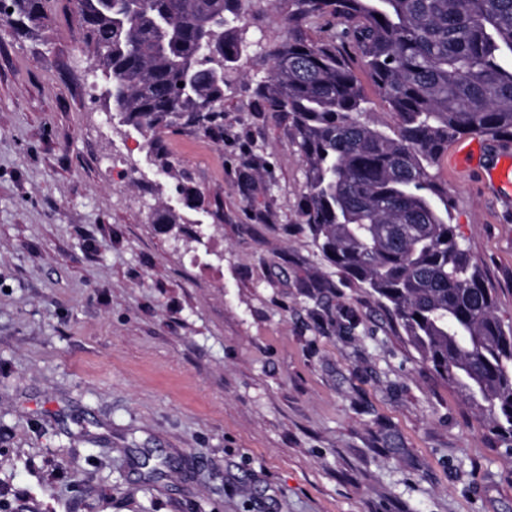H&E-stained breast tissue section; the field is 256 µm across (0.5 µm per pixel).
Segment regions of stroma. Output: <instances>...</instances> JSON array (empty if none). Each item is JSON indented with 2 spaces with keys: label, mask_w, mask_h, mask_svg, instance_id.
<instances>
[{
  "label": "stroma",
  "mask_w": 512,
  "mask_h": 512,
  "mask_svg": "<svg viewBox=\"0 0 512 512\" xmlns=\"http://www.w3.org/2000/svg\"><path fill=\"white\" fill-rule=\"evenodd\" d=\"M242 8L219 132L152 146L73 25L0 20V512H512V451L302 224L305 166L257 97L286 5ZM500 156L461 136L438 177L510 320Z\"/></svg>",
  "instance_id": "obj_1"
}]
</instances>
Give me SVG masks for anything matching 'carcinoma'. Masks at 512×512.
Returning <instances> with one entry per match:
<instances>
[{
  "label": "carcinoma",
  "mask_w": 512,
  "mask_h": 512,
  "mask_svg": "<svg viewBox=\"0 0 512 512\" xmlns=\"http://www.w3.org/2000/svg\"><path fill=\"white\" fill-rule=\"evenodd\" d=\"M241 2L7 0L3 17L19 35L50 20L53 4L81 19L112 111L151 143L177 121L218 128L211 108L249 48ZM286 2L288 39L257 95L288 120L305 163L301 217L314 245L511 447L512 322L449 223L433 170L460 136L512 141V0ZM374 96L393 129L364 120ZM138 465L155 480L170 462L146 453Z\"/></svg>",
  "instance_id": "obj_1"
}]
</instances>
